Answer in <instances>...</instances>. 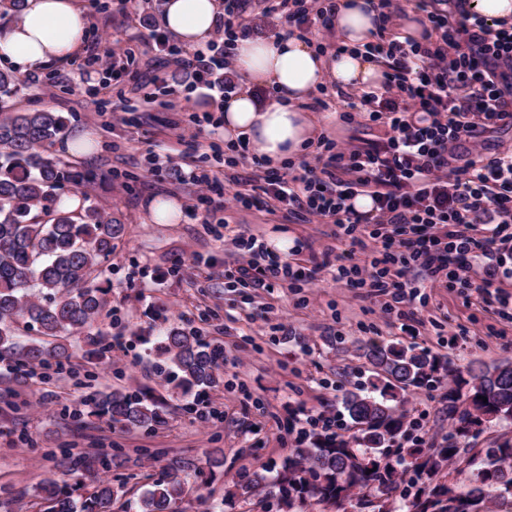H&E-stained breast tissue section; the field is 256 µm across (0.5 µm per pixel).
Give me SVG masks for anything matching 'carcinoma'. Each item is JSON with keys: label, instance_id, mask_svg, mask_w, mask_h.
<instances>
[{"label": "carcinoma", "instance_id": "cac0c4a2", "mask_svg": "<svg viewBox=\"0 0 512 512\" xmlns=\"http://www.w3.org/2000/svg\"><path fill=\"white\" fill-rule=\"evenodd\" d=\"M21 80L0 69V101L17 94ZM65 130L57 112H10L0 117V362L15 369L27 384L33 372L61 365L72 357L71 337L105 350L108 339L90 329L108 305L112 283L94 273L109 261L125 225L95 204L80 220L60 206L62 183L78 186L83 174L49 154ZM37 327L41 339H21V328ZM158 350L170 365L177 386L210 388L219 381L221 349L178 327L163 329ZM363 356L385 379L371 391L349 393L344 408L356 428L351 438L313 433L311 447L298 448L277 476L253 469L239 484L249 496H275L293 509L313 499L377 502L378 508L400 493L403 512H448L441 496L454 489L460 512H500L512 500V436L503 433L491 448H474V425L512 422V362L453 369L448 360L399 343L370 341ZM448 382V418L454 421L448 444L441 448H404L406 416L397 391L419 389L439 377ZM487 397V401L480 397ZM90 413L112 427L151 429L162 415L154 401L120 390L94 394ZM67 465L82 471L94 490L76 510L70 493L55 482L43 488L42 512H111L118 488L97 479L112 458L69 454ZM468 474L467 483H450L452 473ZM185 477L165 469L135 503V512H177Z\"/></svg>", "mask_w": 512, "mask_h": 512}]
</instances>
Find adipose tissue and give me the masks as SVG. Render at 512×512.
<instances>
[{
	"label": "adipose tissue",
	"instance_id": "obj_1",
	"mask_svg": "<svg viewBox=\"0 0 512 512\" xmlns=\"http://www.w3.org/2000/svg\"><path fill=\"white\" fill-rule=\"evenodd\" d=\"M334 25L346 50L321 53L314 44L279 36H252L241 42L233 66L242 88L221 107L224 141L246 142L277 165L295 160L318 132L316 117L303 103L318 86L372 91L383 78L380 64L365 52L375 30L367 0H337ZM220 0H165L162 23L182 43L208 42L216 27ZM88 18L79 0H26L20 21L0 26V60L25 71L62 62L81 48ZM272 87L263 102L257 89Z\"/></svg>",
	"mask_w": 512,
	"mask_h": 512
}]
</instances>
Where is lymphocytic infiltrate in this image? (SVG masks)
I'll use <instances>...</instances> for the list:
<instances>
[{
    "instance_id": "f902f5d3",
    "label": "lymphocytic infiltrate",
    "mask_w": 512,
    "mask_h": 512,
    "mask_svg": "<svg viewBox=\"0 0 512 512\" xmlns=\"http://www.w3.org/2000/svg\"><path fill=\"white\" fill-rule=\"evenodd\" d=\"M370 3L377 31L366 50L386 70L379 92L356 99L360 113L384 127V138L321 137L312 160L289 172L242 152L260 177H234L224 193L228 208L252 204L260 192L288 213L335 225L347 249L320 262L301 260L297 246L291 262L257 237L240 235L236 244L252 258L224 276L271 291L296 281L314 285L324 271L364 289L402 321L415 319L422 284L473 289L486 307L512 319V294L497 284L512 260V152H490L488 139L512 127V26L496 28L479 17L454 22L448 9L455 0H413L426 24L421 41L402 42L393 32L400 0ZM335 7L334 0H260L249 13L241 0H224L214 42L189 52L162 37L157 48L193 84L228 94L238 41L271 22L301 38L332 32ZM360 196L371 198L370 211L355 209ZM477 264L478 286L470 279Z\"/></svg>"
}]
</instances>
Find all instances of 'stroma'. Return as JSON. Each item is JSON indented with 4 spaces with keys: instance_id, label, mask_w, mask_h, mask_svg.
<instances>
[{
    "instance_id": "stroma-1",
    "label": "stroma",
    "mask_w": 512,
    "mask_h": 512,
    "mask_svg": "<svg viewBox=\"0 0 512 512\" xmlns=\"http://www.w3.org/2000/svg\"><path fill=\"white\" fill-rule=\"evenodd\" d=\"M164 0H81L90 30L80 52L64 64L39 68V84L24 82L15 101L20 111L49 110L66 121L53 153L77 165L81 185L65 194L94 202L125 226L124 236L103 266L112 296L97 324L119 340L120 356L92 355L73 340V356L49 380L34 381L15 405L0 401V486L13 512H39L38 486L48 479L88 493L91 483L59 465L63 451L111 453L106 479L124 483L127 501H137L164 468L191 463L182 512H263L257 498L233 494L235 482L254 468L279 472L300 437L298 409L342 410L345 392L370 390L377 377L361 356L365 342H395L429 350L455 368L512 361V320L498 317L479 298L464 299L443 287L421 291L414 333L401 331L395 316L375 300L356 297L345 282L325 278L315 290L228 287L224 272L244 252L237 234L265 242H304L317 258H331L338 242L331 224L285 218L275 205L226 210L224 239L203 224L205 209L184 172L224 176L242 173L237 153H214L221 129L202 125L211 104L206 88H192L185 71L166 66L155 49L164 28ZM129 51L122 74L92 66V47ZM147 84V92L136 84ZM203 126L206 147L185 140ZM89 134L96 147L67 152L65 143ZM170 156L160 175L149 171L150 152ZM157 197L181 202L177 224H156L148 203ZM284 332H276V325ZM168 325L197 332L222 346L218 387L184 393L176 389L156 351ZM456 347H448V338ZM121 388L159 399L164 420L150 430H121L86 413L90 395ZM447 380L403 392L407 417H422L436 445L446 443ZM209 404L218 414L200 423L196 410Z\"/></svg>"
}]
</instances>
